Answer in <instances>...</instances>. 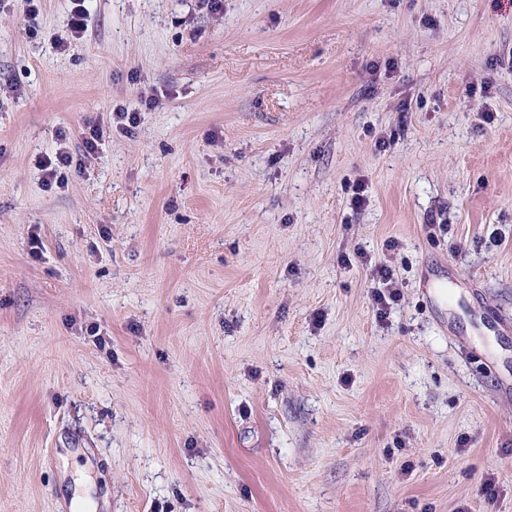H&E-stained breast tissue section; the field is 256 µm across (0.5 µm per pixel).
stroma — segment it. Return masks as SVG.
I'll return each instance as SVG.
<instances>
[{"mask_svg": "<svg viewBox=\"0 0 512 512\" xmlns=\"http://www.w3.org/2000/svg\"><path fill=\"white\" fill-rule=\"evenodd\" d=\"M69 11L0 8V512H512V0ZM73 156L63 150H59L51 158L46 156L40 158L38 166L43 172L42 185L45 188H52V186H61L65 181L67 171L73 167ZM373 280H377L382 288H386L384 291L377 289L374 292L373 300L377 306V309L381 312L390 305V302H395L398 297L396 289H391L394 283L393 271L384 265H375L372 269Z\"/></svg>", "mask_w": 512, "mask_h": 512, "instance_id": "1", "label": "stroma"}]
</instances>
